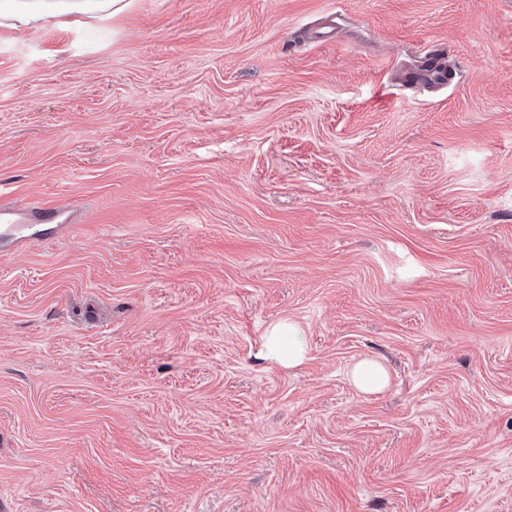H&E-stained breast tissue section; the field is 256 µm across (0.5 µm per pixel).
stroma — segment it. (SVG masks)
<instances>
[{"label": "stroma", "mask_w": 512, "mask_h": 512, "mask_svg": "<svg viewBox=\"0 0 512 512\" xmlns=\"http://www.w3.org/2000/svg\"><path fill=\"white\" fill-rule=\"evenodd\" d=\"M1 182L0 512H512V0H0ZM7 193L0 194V243L2 247L15 248L29 240V224H70L74 222V212L68 208L52 204H35L15 207L3 204ZM265 346L269 355L288 364V367L301 364L307 352L304 336L291 325H288V333L284 328H279L266 336ZM350 381L357 391L374 394L387 388L390 375L386 367L378 360L363 358L351 367Z\"/></svg>", "instance_id": "obj_1"}]
</instances>
